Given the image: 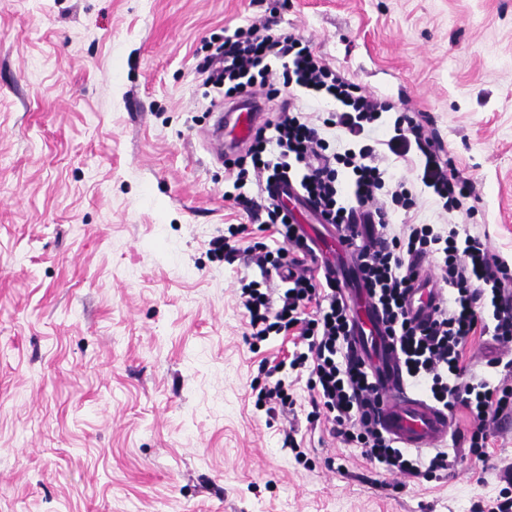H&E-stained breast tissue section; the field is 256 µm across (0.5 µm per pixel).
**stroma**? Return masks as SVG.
I'll use <instances>...</instances> for the list:
<instances>
[{"label": "stroma", "mask_w": 512, "mask_h": 512, "mask_svg": "<svg viewBox=\"0 0 512 512\" xmlns=\"http://www.w3.org/2000/svg\"><path fill=\"white\" fill-rule=\"evenodd\" d=\"M422 113L512 259V0H0V512H487L512 504V416L489 456L395 476L311 425L307 373L256 407L237 292L270 231L208 139L203 47L250 24ZM244 225L240 254L213 238ZM293 435L306 454L297 461ZM228 234L229 236L224 235V237H217L212 242V249L211 251L219 257L224 256L225 260H230L236 254L239 252V248L236 247V245L231 244V239L236 238L239 234H242L245 231L244 225L237 224L235 225L231 224L228 227Z\"/></svg>", "instance_id": "35a3bbf8"}]
</instances>
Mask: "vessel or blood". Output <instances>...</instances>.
Wrapping results in <instances>:
<instances>
[{"instance_id":"vessel-or-blood-1","label":"vessel or blood","mask_w":512,"mask_h":512,"mask_svg":"<svg viewBox=\"0 0 512 512\" xmlns=\"http://www.w3.org/2000/svg\"><path fill=\"white\" fill-rule=\"evenodd\" d=\"M260 119L259 113L247 110L219 114L220 132L216 141L230 140L240 145L249 140ZM318 245L336 254L334 275L352 288L356 304L355 345L359 353L370 357L375 366L380 402L374 417L400 447L418 450L447 443L453 435V424L446 408L425 398L408 383L397 359L395 344L386 336L379 317L360 288L357 271L349 260L350 247L340 235L320 237ZM444 297L443 289L434 287L429 271H421L408 296V311L416 322H430Z\"/></svg>"}]
</instances>
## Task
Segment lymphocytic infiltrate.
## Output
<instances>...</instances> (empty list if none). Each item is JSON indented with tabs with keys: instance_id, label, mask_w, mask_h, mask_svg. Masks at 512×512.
<instances>
[{
	"instance_id": "f902f5d3",
	"label": "lymphocytic infiltrate",
	"mask_w": 512,
	"mask_h": 512,
	"mask_svg": "<svg viewBox=\"0 0 512 512\" xmlns=\"http://www.w3.org/2000/svg\"><path fill=\"white\" fill-rule=\"evenodd\" d=\"M277 60L282 63L278 70L272 67ZM203 71L206 84L223 89L225 105L248 103L275 113L257 130L246 154L227 163L234 188L252 180L265 191L276 181H289L303 206L341 231L363 287L397 341L407 380L436 403L467 410L474 422L468 451L486 457V428L512 415V390L471 372L464 349L469 337L477 335L512 340V262L464 225H396L389 219L390 209L413 207L414 184L431 191L451 213L474 197L472 182L442 158L418 115L395 112L391 101L361 90L327 64L309 40L252 24L213 45ZM285 87L290 90L286 97L281 94ZM317 99L334 101V110L313 111ZM389 113L395 116L390 124L385 121ZM384 126L391 129L386 142L391 154H417L414 180L394 178L378 159L370 140ZM333 129L345 140L343 151H336L326 136ZM265 212L266 228L283 245L271 251L258 242L250 248L262 278L240 288L249 336L257 344L292 335L306 348L293 352L288 363H263L266 382L257 403L270 412L291 405L280 373L286 367L305 369L313 419H325L332 435L356 444L371 464L414 478L453 468L456 458L450 452L410 456L377 426L371 417L377 386L356 352L343 288L314 266L315 249L293 212L273 200ZM424 258L436 261L452 296L430 324L420 326L410 318L406 302L417 276L415 263ZM272 275L282 289L268 286Z\"/></svg>"
}]
</instances>
